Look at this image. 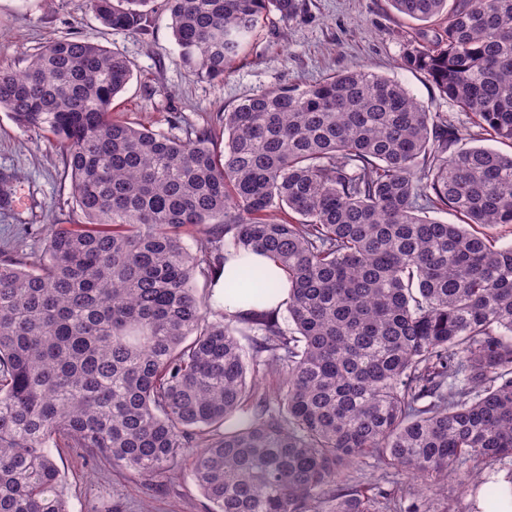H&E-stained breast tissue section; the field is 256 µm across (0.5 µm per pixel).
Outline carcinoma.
I'll return each instance as SVG.
<instances>
[{
    "label": "carcinoma",
    "mask_w": 512,
    "mask_h": 512,
    "mask_svg": "<svg viewBox=\"0 0 512 512\" xmlns=\"http://www.w3.org/2000/svg\"><path fill=\"white\" fill-rule=\"evenodd\" d=\"M154 0H89L105 27L146 31ZM181 62L224 72L264 17L298 0H163ZM435 22L402 66L512 143V0H389ZM130 62L51 39L0 67V111L51 133L79 219L0 257V512H68L50 448L151 483L191 460L215 512H430L512 456V153L366 68L261 91L180 139L112 117ZM449 209L448 224L429 216ZM207 238L183 245L187 228ZM232 248L272 256L288 325L257 305L254 266L213 312L196 277ZM247 344H242V341ZM372 459L397 480L355 476ZM428 492L397 502L399 485Z\"/></svg>",
    "instance_id": "carcinoma-1"
}]
</instances>
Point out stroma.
I'll return each instance as SVG.
<instances>
[{"label":"stroma","mask_w":512,"mask_h":512,"mask_svg":"<svg viewBox=\"0 0 512 512\" xmlns=\"http://www.w3.org/2000/svg\"><path fill=\"white\" fill-rule=\"evenodd\" d=\"M287 22L270 15L223 80L208 81L185 67L172 37L170 15L151 13L144 35L102 26L89 0H0V67L23 68L51 38L89 37L125 55L133 76L116 101L118 117L184 137L211 126L218 112L241 99L279 87L321 81L342 69L370 68L395 79L432 112H465L440 97L424 73L402 68L403 46L413 22L397 16L387 0H300ZM0 247L23 253L44 246L49 225L68 220L73 199L52 136L18 128L0 112ZM63 476L69 512H211L189 465L152 484L89 463L74 448L52 452Z\"/></svg>","instance_id":"35a3bbf8"}]
</instances>
